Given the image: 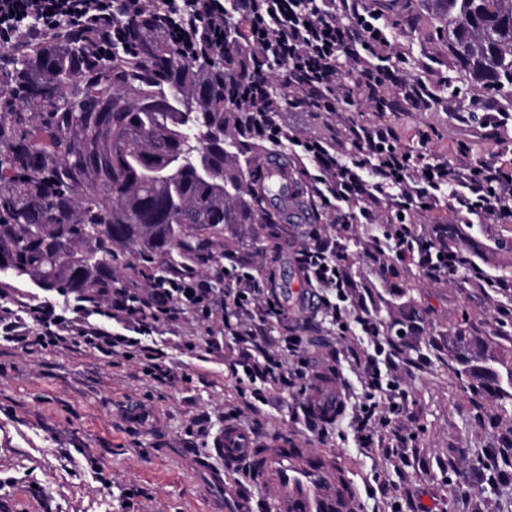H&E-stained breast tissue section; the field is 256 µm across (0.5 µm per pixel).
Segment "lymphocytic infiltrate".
I'll use <instances>...</instances> for the list:
<instances>
[{
	"label": "lymphocytic infiltrate",
	"instance_id": "obj_1",
	"mask_svg": "<svg viewBox=\"0 0 512 512\" xmlns=\"http://www.w3.org/2000/svg\"><path fill=\"white\" fill-rule=\"evenodd\" d=\"M151 7L150 0H0V46L45 37L63 20L70 32H93L97 48L108 55L117 10L136 18L147 15ZM167 7L182 17L173 32L179 44L223 49V0H168ZM237 14L245 27L243 53L254 61H278L299 90L280 96L259 68L251 76L225 71L224 94L243 111L255 114L256 138L301 148L315 164L319 174L313 191L332 206L335 223H348L352 208L365 223H375L374 210L383 204L401 214L417 209L430 212L437 209L436 192L442 188L448 191L449 206L459 223L497 224L512 218V173L497 163L461 175L436 157L428 163L416 161L402 149L400 132L385 123L344 126L334 143L327 145L300 138L280 122V113L289 109L333 115L341 105H353L363 97L377 102L396 94L412 108L428 107L425 83H400L394 70L373 64V57L388 44L375 24L376 12L360 9L357 0H238ZM348 69L356 74L350 82L344 77ZM312 249L320 257L309 270L308 282L333 289V298L323 299L322 305L339 331H346L341 304L347 299V281L336 265V245L320 239ZM263 293L247 271L232 274L219 264L208 279L201 280L191 270L179 268L155 281L145 296L135 288L101 289L72 319L51 307L28 306L25 320L0 318V336L30 350L64 345L78 337L107 358L136 346L145 371L164 379L168 373L159 363L160 352L140 346V336L154 333L158 323L176 315L190 312L208 318L217 310L225 330L252 355L251 377L284 384L288 378L283 365L268 356L264 342L268 328L287 322L288 311L263 300ZM101 313L112 320V327L93 323V316Z\"/></svg>",
	"mask_w": 512,
	"mask_h": 512
}]
</instances>
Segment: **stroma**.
Returning a JSON list of instances; mask_svg holds the SVG:
<instances>
[{"mask_svg":"<svg viewBox=\"0 0 512 512\" xmlns=\"http://www.w3.org/2000/svg\"><path fill=\"white\" fill-rule=\"evenodd\" d=\"M365 5L381 12L394 43L380 52L379 64H390L393 53H401L399 77L413 81L427 75L434 98L425 112L406 111L394 100L386 119L406 130L404 149L430 150L459 173L491 161L495 151L512 152V96L458 78L435 34L432 5L426 0H365ZM496 112L507 114L508 122L485 133L480 117ZM357 113L349 106L334 115L287 111L279 120L300 137L329 143ZM388 213L384 206L379 223H351L358 243L350 248L354 287L342 309L346 336L324 315L314 316L303 333L302 350L312 361L305 368L301 357L284 351L282 327L268 334L267 350L285 371L304 376L267 390L257 415L241 410L256 385L234 376L242 352L217 315L202 322L184 314L159 324L153 341L174 375L165 384L147 376L135 356L104 358L77 343L29 353L0 337V503L6 512H235L199 466L214 436L232 420L254 438L284 436L296 447L336 457L355 486V512H416L420 505L427 512H500L504 494L512 491V469L487 479L476 472L472 451L512 440V405L491 395L483 414L475 415L468 380L450 374L446 360L468 352L466 334L473 326L493 338L485 356H512V325L503 318L512 299L474 280L428 278L408 264L396 287H387L369 244L385 233ZM465 232L487 242L478 260L487 273L512 277V221L469 224ZM223 244L251 272L271 262L272 244L260 225L225 231ZM410 301L426 310L418 352L408 360L377 352L388 331L401 326L402 306ZM29 304L72 312L62 297L0 276V312L21 317ZM366 310L378 324L370 334L357 323ZM369 354L386 369L394 391L368 395L360 365ZM332 372L342 387L343 413L326 428H309L305 390L317 375ZM131 400L144 422L125 419ZM369 401L376 417L390 420L382 450L364 447L357 430L356 418Z\"/></svg>","mask_w":512,"mask_h":512,"instance_id":"35a3bbf8","label":"stroma"}]
</instances>
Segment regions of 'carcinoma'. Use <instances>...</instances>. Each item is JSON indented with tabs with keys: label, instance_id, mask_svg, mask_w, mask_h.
<instances>
[{
	"label": "carcinoma",
	"instance_id": "1",
	"mask_svg": "<svg viewBox=\"0 0 512 512\" xmlns=\"http://www.w3.org/2000/svg\"><path fill=\"white\" fill-rule=\"evenodd\" d=\"M224 8V52L186 56L162 31L121 14L112 55L92 81L81 67L92 59L95 36L68 30L20 54H0V85L11 89L0 112V268L44 291L83 297L112 287L110 265L127 254L146 276L173 253L206 264L224 230L236 224L269 226L278 244L287 208L318 211L299 183L285 180L249 156L253 116L234 111L214 74L241 69L244 29L236 2ZM438 31L459 77L489 91L512 90V0H435ZM46 114L51 147L27 128L26 112ZM193 127L203 144L186 142ZM451 255L462 279L477 278L481 249L460 224H440L428 238L388 235L371 242L385 280L398 278V262L416 263L424 245ZM278 256L258 277L277 289ZM421 317L409 306L406 332L389 340L403 353ZM448 370L472 380L474 396L498 392L512 399V360L448 356ZM508 452L476 451L478 469L509 465Z\"/></svg>",
	"mask_w": 512,
	"mask_h": 512
}]
</instances>
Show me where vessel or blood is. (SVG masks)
Here are the masks:
<instances>
[{
    "label": "vessel or blood",
    "instance_id": "b4317fda",
    "mask_svg": "<svg viewBox=\"0 0 512 512\" xmlns=\"http://www.w3.org/2000/svg\"><path fill=\"white\" fill-rule=\"evenodd\" d=\"M338 400L329 384L313 392L306 402L309 421L326 422ZM212 453L218 462L204 464V473L237 512H353L354 499L337 481L336 465L326 454L289 447L283 437L260 442L232 423L216 438ZM240 467L249 472V486L226 481Z\"/></svg>",
    "mask_w": 512,
    "mask_h": 512
}]
</instances>
